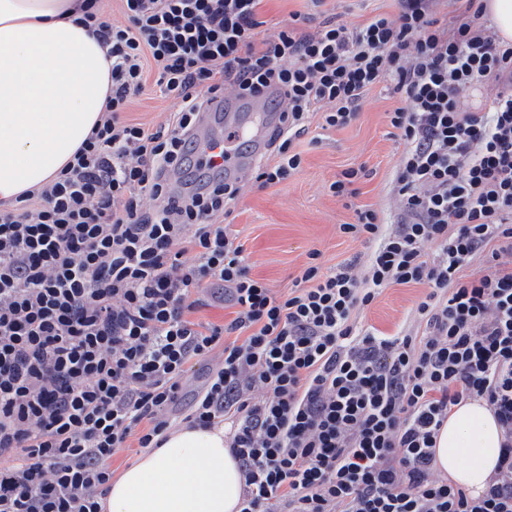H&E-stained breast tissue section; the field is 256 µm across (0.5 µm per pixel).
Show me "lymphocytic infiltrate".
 <instances>
[{"mask_svg": "<svg viewBox=\"0 0 512 512\" xmlns=\"http://www.w3.org/2000/svg\"><path fill=\"white\" fill-rule=\"evenodd\" d=\"M125 22L87 0L82 22L112 61L102 121L59 175L0 209V512H99L114 449L157 448L187 364L223 346L191 426L230 424L244 477L240 512H512V266L462 271L512 241V43L482 0H396L362 26L282 27L254 51L262 0H122ZM155 65L179 109L155 129L126 114ZM390 80L404 149L385 227L360 207L342 233L374 243L362 274L323 271L311 253L288 293L252 278L224 213L238 187L214 179L173 198L190 168L186 133L214 96L284 94L265 188L300 167L313 106L326 126L358 115ZM499 90L483 111L463 90ZM434 244L426 252L425 244ZM222 282L237 308L197 329L191 295ZM422 285L419 331L360 329L354 312L394 285ZM242 343L222 344L223 336ZM480 399L503 432L483 496L434 468L452 408ZM495 91L490 83L464 90L461 94L464 112H480L489 95Z\"/></svg>", "mask_w": 512, "mask_h": 512, "instance_id": "obj_1", "label": "lymphocytic infiltrate"}]
</instances>
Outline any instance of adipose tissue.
<instances>
[{
  "label": "adipose tissue",
  "instance_id": "adipose-tissue-1",
  "mask_svg": "<svg viewBox=\"0 0 512 512\" xmlns=\"http://www.w3.org/2000/svg\"><path fill=\"white\" fill-rule=\"evenodd\" d=\"M80 0H0V203L51 182L106 109L111 64ZM500 428L481 401L456 406L435 467L471 496L487 488ZM242 473L223 425L169 430L112 483L102 512H239Z\"/></svg>",
  "mask_w": 512,
  "mask_h": 512
}]
</instances>
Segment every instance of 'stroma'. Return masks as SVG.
Listing matches in <instances>:
<instances>
[{
	"label": "stroma",
	"mask_w": 512,
	"mask_h": 512,
	"mask_svg": "<svg viewBox=\"0 0 512 512\" xmlns=\"http://www.w3.org/2000/svg\"><path fill=\"white\" fill-rule=\"evenodd\" d=\"M393 12L392 0H264L261 36L270 38L289 23L311 32L328 20L357 26ZM399 104L392 82L385 81L368 91L357 119L346 127H325L322 108H315L307 132L298 140L302 164L297 173L266 188L243 187L224 222L229 237L244 246L251 277L280 295L292 287L310 253H319L326 269L348 263L364 267L372 244L350 238L340 227L354 222L358 206L388 218L400 211L390 189L402 146L387 119ZM177 107L176 99L163 95L150 81L134 98L127 117L153 127ZM360 166L366 174L354 184L352 205H345L329 186L344 171ZM425 293L421 285L384 289L372 304L355 312V323L388 334L415 332V308ZM192 298L196 305L189 318L194 322L222 325L235 316L236 308L222 286H204Z\"/></svg>",
	"instance_id": "1"
}]
</instances>
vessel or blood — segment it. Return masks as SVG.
<instances>
[{
	"label": "vessel or blood",
	"mask_w": 512,
	"mask_h": 512,
	"mask_svg": "<svg viewBox=\"0 0 512 512\" xmlns=\"http://www.w3.org/2000/svg\"><path fill=\"white\" fill-rule=\"evenodd\" d=\"M279 99V93L270 92L249 100L231 95L214 102L199 114L190 132L195 153L223 167L225 181L246 185L256 159L267 150L279 125Z\"/></svg>",
	"instance_id": "1"
}]
</instances>
